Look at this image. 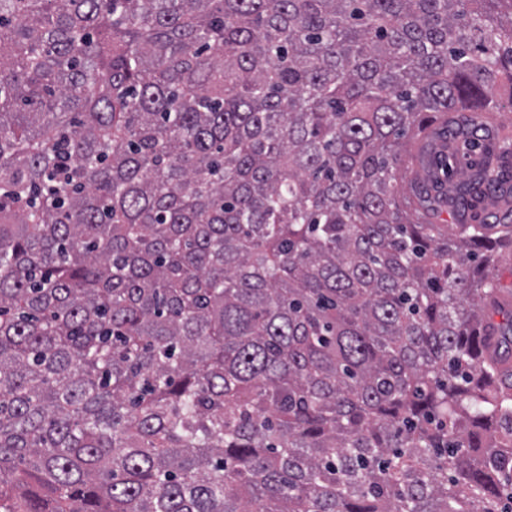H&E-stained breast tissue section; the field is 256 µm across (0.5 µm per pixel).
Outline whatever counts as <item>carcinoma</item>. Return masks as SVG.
<instances>
[{
    "label": "carcinoma",
    "instance_id": "obj_1",
    "mask_svg": "<svg viewBox=\"0 0 512 512\" xmlns=\"http://www.w3.org/2000/svg\"><path fill=\"white\" fill-rule=\"evenodd\" d=\"M512 0H0V512H512Z\"/></svg>",
    "mask_w": 512,
    "mask_h": 512
}]
</instances>
